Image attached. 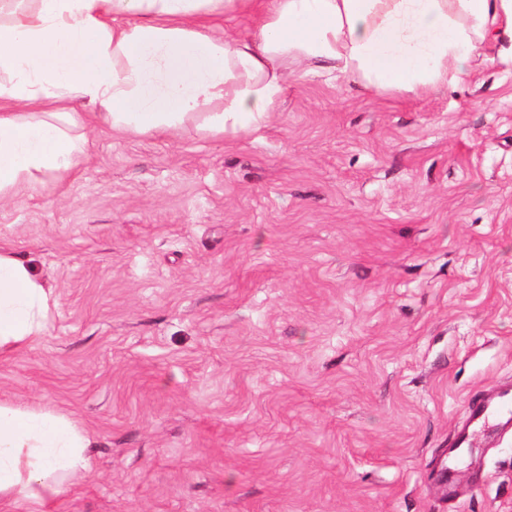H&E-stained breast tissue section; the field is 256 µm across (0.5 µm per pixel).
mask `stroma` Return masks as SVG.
Masks as SVG:
<instances>
[{
	"instance_id": "1",
	"label": "stroma",
	"mask_w": 512,
	"mask_h": 512,
	"mask_svg": "<svg viewBox=\"0 0 512 512\" xmlns=\"http://www.w3.org/2000/svg\"><path fill=\"white\" fill-rule=\"evenodd\" d=\"M511 45L419 96L294 74L238 136L99 127L0 206L52 288L0 399L92 439L50 512H512V429L446 454L512 386Z\"/></svg>"
}]
</instances>
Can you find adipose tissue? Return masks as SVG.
I'll return each mask as SVG.
<instances>
[{
    "label": "adipose tissue",
    "mask_w": 512,
    "mask_h": 512,
    "mask_svg": "<svg viewBox=\"0 0 512 512\" xmlns=\"http://www.w3.org/2000/svg\"><path fill=\"white\" fill-rule=\"evenodd\" d=\"M220 12L259 21L246 33L205 24ZM504 36L512 0H0V203L78 172L98 125L165 133L205 109L212 133H248L278 110L289 74L427 93ZM50 296L0 247V355L43 335ZM90 443L63 416L0 401V512H45Z\"/></svg>",
    "instance_id": "adipose-tissue-1"
}]
</instances>
